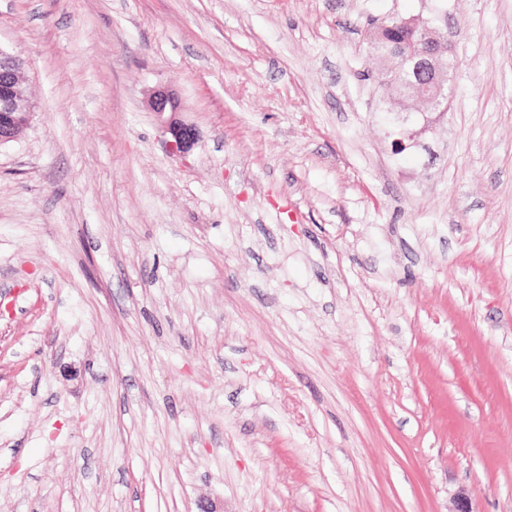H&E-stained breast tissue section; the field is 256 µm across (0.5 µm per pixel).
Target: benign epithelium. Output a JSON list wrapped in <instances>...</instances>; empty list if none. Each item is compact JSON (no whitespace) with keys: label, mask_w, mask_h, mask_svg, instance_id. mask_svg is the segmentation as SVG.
<instances>
[{"label":"benign epithelium","mask_w":512,"mask_h":512,"mask_svg":"<svg viewBox=\"0 0 512 512\" xmlns=\"http://www.w3.org/2000/svg\"><path fill=\"white\" fill-rule=\"evenodd\" d=\"M402 24L418 35L415 47L400 54L403 71L409 76L405 89L399 91L398 111L402 123L408 122L404 112L409 102H426L435 107L452 91L453 73L448 63L450 49L435 28L421 18L404 19ZM148 107L165 118L168 151L173 155L188 154L197 141L196 129L176 115L181 104L173 90L160 87L151 92ZM28 81L23 62L0 49V146L16 140L29 126L33 116Z\"/></svg>","instance_id":"benign-epithelium-1"}]
</instances>
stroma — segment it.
Masks as SVG:
<instances>
[{
    "mask_svg": "<svg viewBox=\"0 0 512 512\" xmlns=\"http://www.w3.org/2000/svg\"><path fill=\"white\" fill-rule=\"evenodd\" d=\"M0 49V512H512V0H0ZM402 24L418 35L414 48L400 54L403 71L409 76L404 90H399L396 99L398 110L410 112L409 101L426 102L435 107L448 91V100L452 92L453 73L448 63L450 49L442 42L435 28L421 18L403 19ZM398 24L395 25L394 23L387 22L383 25L375 27V31L379 33V38L371 46L374 52L380 53L389 59L392 58L387 55V49L392 44H399L408 38V34L400 29ZM23 62L0 49V147L16 140L33 116ZM148 107L160 118H166V132L171 139L166 142L168 151L173 155L184 156L188 154L197 141L196 129L176 118L181 110V104L173 90L167 87L156 88L151 92L147 101Z\"/></svg>",
    "mask_w": 512,
    "mask_h": 512,
    "instance_id": "35a3bbf8",
    "label": "stroma"
}]
</instances>
